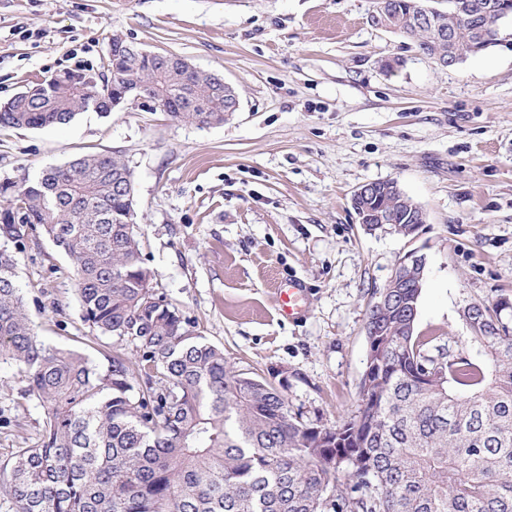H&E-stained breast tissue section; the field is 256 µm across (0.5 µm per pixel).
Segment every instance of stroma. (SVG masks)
Here are the masks:
<instances>
[{
	"mask_svg": "<svg viewBox=\"0 0 512 512\" xmlns=\"http://www.w3.org/2000/svg\"><path fill=\"white\" fill-rule=\"evenodd\" d=\"M375 0H0V103L64 71L102 70L113 37L185 58L233 85L239 110L200 128L130 104L38 129L0 130V181L92 154L135 180L146 263L202 339L238 369L287 386L304 421L356 411L365 322L398 259L427 260L418 331L470 355L461 307L512 297V24L442 68L372 27ZM398 60L395 71L385 61ZM392 179L426 214L414 237L368 232L360 185ZM31 319L50 345L106 364L66 257L42 234L16 255ZM300 280L299 314L279 289ZM0 367V460L43 414Z\"/></svg>",
	"mask_w": 512,
	"mask_h": 512,
	"instance_id": "1",
	"label": "stroma"
}]
</instances>
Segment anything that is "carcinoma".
Listing matches in <instances>:
<instances>
[{"label":"carcinoma","instance_id":"cac0c4a2","mask_svg":"<svg viewBox=\"0 0 512 512\" xmlns=\"http://www.w3.org/2000/svg\"><path fill=\"white\" fill-rule=\"evenodd\" d=\"M502 2L448 0L427 26L414 19L429 0L375 8L422 54L461 63L496 45L479 30ZM96 80L82 71L35 83L0 112V128L65 124L94 98L108 116L121 92L159 95L167 116L199 127L224 109V78L211 72L161 74L133 56L110 64L104 88ZM122 184L133 171L108 154L0 183V363L43 412L35 445L0 467L15 512H512V298L461 307L470 358L416 333L421 289H390L369 312L377 335L359 408L335 425L307 423L284 384L237 369L156 288ZM390 184L365 202L369 222L388 213V229L410 237L413 201ZM36 229L70 260L90 332L133 345L134 358L117 352L101 368L39 336L14 255Z\"/></svg>","mask_w":512,"mask_h":512}]
</instances>
